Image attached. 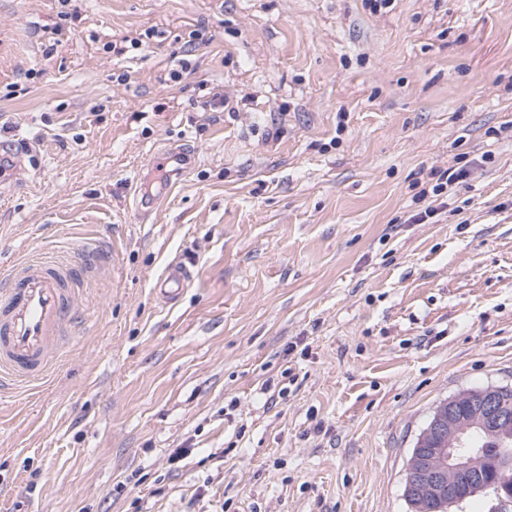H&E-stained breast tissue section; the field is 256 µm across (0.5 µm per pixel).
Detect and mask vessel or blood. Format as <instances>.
I'll return each mask as SVG.
<instances>
[{
    "label": "vessel or blood",
    "mask_w": 512,
    "mask_h": 512,
    "mask_svg": "<svg viewBox=\"0 0 512 512\" xmlns=\"http://www.w3.org/2000/svg\"><path fill=\"white\" fill-rule=\"evenodd\" d=\"M194 273L169 264L153 290L175 304ZM80 278L75 267L53 258L22 257L0 277V384L43 380L57 357L75 341Z\"/></svg>",
    "instance_id": "b4317fda"
}]
</instances>
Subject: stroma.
Here are the masks:
<instances>
[{
  "instance_id": "1",
  "label": "stroma",
  "mask_w": 512,
  "mask_h": 512,
  "mask_svg": "<svg viewBox=\"0 0 512 512\" xmlns=\"http://www.w3.org/2000/svg\"><path fill=\"white\" fill-rule=\"evenodd\" d=\"M72 7L0 0L26 158L0 274L82 241L111 261L47 380L0 397V512H409L435 408L512 387V0ZM194 279V271L181 263L169 264L155 280L153 290L165 304H175L187 291Z\"/></svg>"
}]
</instances>
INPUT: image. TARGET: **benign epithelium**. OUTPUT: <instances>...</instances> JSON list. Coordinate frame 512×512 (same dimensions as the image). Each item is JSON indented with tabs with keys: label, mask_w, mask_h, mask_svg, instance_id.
<instances>
[{
	"label": "benign epithelium",
	"mask_w": 512,
	"mask_h": 512,
	"mask_svg": "<svg viewBox=\"0 0 512 512\" xmlns=\"http://www.w3.org/2000/svg\"><path fill=\"white\" fill-rule=\"evenodd\" d=\"M504 387H487L472 394L480 407V426H494L507 432L493 452L499 480L494 486L485 483L481 468L488 453L474 448L467 440V428L457 427L453 414L447 412L443 403L436 411L431 425L419 438L408 461L405 482L406 495L417 503L420 512H428V506L437 503L444 512L462 504L467 499L490 489L496 494L508 493L512 489V450L508 440L512 438V414L498 405ZM440 435L448 440L446 448H428L426 444Z\"/></svg>",
	"instance_id": "7a95c632"
}]
</instances>
